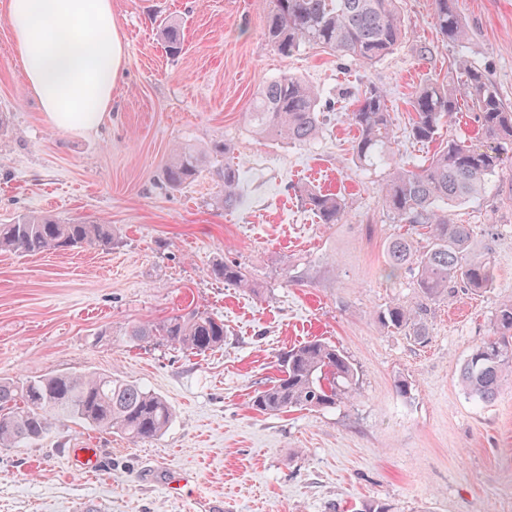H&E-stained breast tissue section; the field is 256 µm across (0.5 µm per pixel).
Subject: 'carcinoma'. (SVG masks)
<instances>
[{
  "instance_id": "carcinoma-1",
  "label": "carcinoma",
  "mask_w": 512,
  "mask_h": 512,
  "mask_svg": "<svg viewBox=\"0 0 512 512\" xmlns=\"http://www.w3.org/2000/svg\"><path fill=\"white\" fill-rule=\"evenodd\" d=\"M434 19L448 41H464L468 32L460 22L455 0H434ZM267 39L280 54L288 55L304 44H316L339 56L362 63L376 62L399 44L405 28L398 0H271ZM161 35L170 54L183 49L181 27L161 22ZM464 77L460 88L429 83L411 100L415 114L409 137L431 142L443 124L458 111L459 99L471 101L480 141L450 139L428 163L412 167L394 162L393 138L385 93L370 86L358 94L351 121L358 131L356 153L368 166L390 168L381 196L392 219L418 224L427 244L421 248L409 237L393 239L387 248L388 267L416 271V288L425 300L448 295L450 283L476 290L492 287L490 262L469 257L474 229L453 224L448 204L465 201L482 192L484 178L500 164L503 144L512 145V111L508 110L487 77L458 61ZM319 91L296 77L269 81L253 101L247 120L259 136H277L307 144L319 134L325 113ZM227 146L215 143L209 156L215 160L216 203L225 209L236 205L239 175L224 160ZM204 155L187 146L174 148L163 169L165 186L177 191L202 175ZM304 203L324 224H337L345 212L344 198L336 193L308 190ZM115 242L112 225L92 221L63 222L52 215L29 213L10 224H0V252L37 255L83 247L108 249ZM211 275L227 284L249 288L245 269L221 261ZM426 307L393 304L376 312L384 328L408 331L425 339ZM494 338L476 348L461 369V381L473 399L490 403L499 395L507 369H512V301L503 302L496 315ZM133 343L162 340L170 345L204 353L224 345V321L196 309L173 316L155 326H137L129 333ZM281 377L257 391L252 406L266 413L290 409L324 410L349 401L356 390L357 372L335 345L322 340L305 342L288 351L280 364ZM78 420L103 432H119L133 441L153 439L172 420V409L161 396L143 387L100 373H58L26 382L0 380V447L21 448L45 437L53 425Z\"/></svg>"
}]
</instances>
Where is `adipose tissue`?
Masks as SVG:
<instances>
[{"label":"adipose tissue","instance_id":"obj_1","mask_svg":"<svg viewBox=\"0 0 512 512\" xmlns=\"http://www.w3.org/2000/svg\"><path fill=\"white\" fill-rule=\"evenodd\" d=\"M15 54L56 128L94 130L112 109L125 65L112 0H6Z\"/></svg>","mask_w":512,"mask_h":512}]
</instances>
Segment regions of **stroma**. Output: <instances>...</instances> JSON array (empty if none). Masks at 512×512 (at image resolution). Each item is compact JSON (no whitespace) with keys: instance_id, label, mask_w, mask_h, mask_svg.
<instances>
[{"instance_id":"35a3bbf8","label":"stroma","mask_w":512,"mask_h":512,"mask_svg":"<svg viewBox=\"0 0 512 512\" xmlns=\"http://www.w3.org/2000/svg\"><path fill=\"white\" fill-rule=\"evenodd\" d=\"M406 35L366 65L303 45L281 55L266 36L268 0H112L126 49L101 127H53L16 60L0 11V224L31 211L111 225L110 250L23 256L0 252V379L104 373L167 400L169 427L134 442L78 422L35 445L0 447V512H512V385L489 404L460 384L473 349L493 337L495 313L512 300V150L476 199L448 208L473 225L474 257L489 259L493 286L455 285L431 303L427 339L381 328L375 313L413 306L414 271L386 279L387 246L415 226L393 221L381 199L385 167H364L350 114L358 93L386 94L398 162L423 163L440 143L477 135L470 102L436 141L409 137L410 101L424 84L458 86V59L484 72L512 109V0H457L468 31L444 41L434 0H400ZM184 28L167 54L162 20ZM300 78L335 101L317 139L304 145L254 136L246 113L264 84ZM226 143L239 169L237 206L212 204L203 175L171 191L162 168L174 145ZM312 188L339 193L345 215L323 224L303 203ZM232 261L250 287L215 280ZM224 322L221 349L194 354L135 345L132 327L192 308ZM335 344L357 370V391L331 410L263 414L254 392L279 375L289 349L313 338ZM408 381V394L397 390ZM92 446L91 475L68 451Z\"/></svg>"}]
</instances>
